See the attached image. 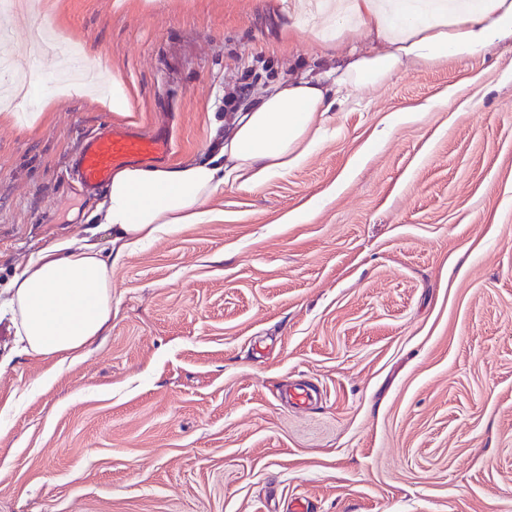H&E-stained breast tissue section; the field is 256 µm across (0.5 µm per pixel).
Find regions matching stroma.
Here are the masks:
<instances>
[{"mask_svg": "<svg viewBox=\"0 0 512 512\" xmlns=\"http://www.w3.org/2000/svg\"><path fill=\"white\" fill-rule=\"evenodd\" d=\"M303 0H41L35 27L124 82L141 132L205 157L226 83L335 66ZM0 125V287L83 236L69 175L119 118L57 98ZM112 268L83 358L0 314V512H512V42L353 90L295 169ZM292 382L309 405L288 401Z\"/></svg>", "mask_w": 512, "mask_h": 512, "instance_id": "obj_1", "label": "stroma"}]
</instances>
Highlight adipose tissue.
Here are the masks:
<instances>
[{
  "label": "adipose tissue",
  "instance_id": "1",
  "mask_svg": "<svg viewBox=\"0 0 512 512\" xmlns=\"http://www.w3.org/2000/svg\"><path fill=\"white\" fill-rule=\"evenodd\" d=\"M408 12L407 0H325L322 14L338 36L348 33L354 18L381 49L338 61L334 81L302 78L270 86L211 157L118 169L89 217L87 238L50 245L9 281L6 305L24 352L63 362L80 358L112 321L110 260L167 229L203 221L225 174L257 186L298 166L344 91L382 84L403 66L464 59L512 38V0H421L419 19ZM394 14L405 16V23L391 26ZM100 230L111 234L109 248L93 242Z\"/></svg>",
  "mask_w": 512,
  "mask_h": 512
}]
</instances>
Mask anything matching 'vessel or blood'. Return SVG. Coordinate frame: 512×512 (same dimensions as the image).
<instances>
[{
  "instance_id": "vessel-or-blood-1",
  "label": "vessel or blood",
  "mask_w": 512,
  "mask_h": 512,
  "mask_svg": "<svg viewBox=\"0 0 512 512\" xmlns=\"http://www.w3.org/2000/svg\"><path fill=\"white\" fill-rule=\"evenodd\" d=\"M172 150L168 130L142 134L130 126L115 124L84 142L75 163L76 181L82 190L94 193L109 185L117 168L162 162L169 159Z\"/></svg>"
}]
</instances>
